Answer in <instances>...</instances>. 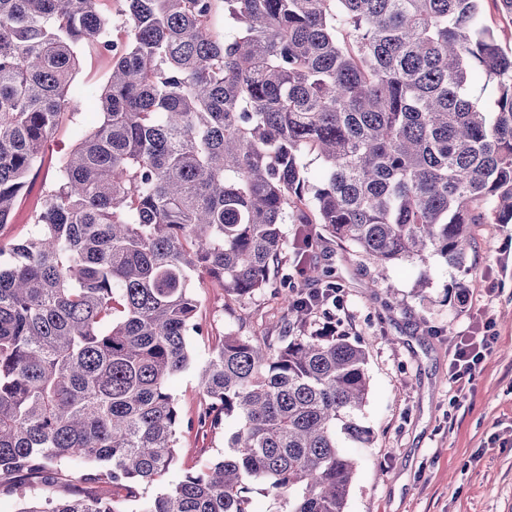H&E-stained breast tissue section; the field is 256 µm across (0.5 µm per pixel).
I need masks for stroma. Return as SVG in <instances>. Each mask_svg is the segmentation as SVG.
<instances>
[{"mask_svg": "<svg viewBox=\"0 0 512 512\" xmlns=\"http://www.w3.org/2000/svg\"><path fill=\"white\" fill-rule=\"evenodd\" d=\"M108 71L106 57L83 54L73 80L74 112L47 143L13 222L0 228V243L34 234L33 216L58 180L59 160L100 118L95 91ZM312 233L308 259L329 271L341 304L330 315H318L311 328L332 324L337 334L361 340L368 354L370 389L358 418L371 437L344 443L359 461L346 512H512V224L476 225L464 266L438 257L425 265L409 259L380 280L358 247L330 238L319 224ZM424 277L429 286L422 289ZM280 289L276 281L242 300L226 296L215 282L199 289L205 333L192 337L193 361L170 383L188 425L167 483L223 456L224 436L235 421L197 427L205 408L199 370L226 333L260 339L287 320ZM464 289L470 292L465 303L457 298ZM487 314L495 319L497 342L477 367L466 397L455 398L450 346L471 335Z\"/></svg>", "mask_w": 512, "mask_h": 512, "instance_id": "1", "label": "stroma"}]
</instances>
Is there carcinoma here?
<instances>
[{"mask_svg": "<svg viewBox=\"0 0 512 512\" xmlns=\"http://www.w3.org/2000/svg\"><path fill=\"white\" fill-rule=\"evenodd\" d=\"M104 0H0V227L71 108ZM100 122L65 158L36 235L0 245V495L54 487L64 463L91 491L18 512H346L369 431L363 346L292 321L234 333L201 366L199 424L234 418L224 457L141 497L177 463L170 381L201 334L195 289L250 297L283 268L280 225L356 244L382 276L431 256L465 263L477 224H512V50L483 0H122ZM233 22L213 32L218 10ZM497 97L470 96L472 76ZM324 164L310 182L304 158Z\"/></svg>", "mask_w": 512, "mask_h": 512, "instance_id": "cac0c4a2", "label": "carcinoma"}]
</instances>
